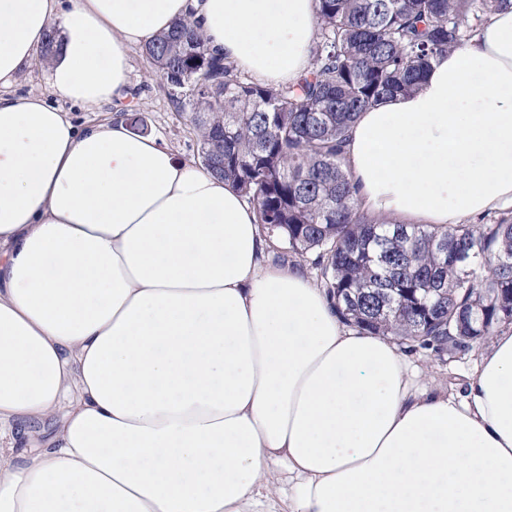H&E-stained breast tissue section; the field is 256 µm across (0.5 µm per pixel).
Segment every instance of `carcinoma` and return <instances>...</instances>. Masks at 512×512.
I'll use <instances>...</instances> for the list:
<instances>
[{
    "label": "carcinoma",
    "instance_id": "carcinoma-1",
    "mask_svg": "<svg viewBox=\"0 0 512 512\" xmlns=\"http://www.w3.org/2000/svg\"><path fill=\"white\" fill-rule=\"evenodd\" d=\"M313 69L261 85L211 52L181 19L145 46L176 94L202 163L231 182L256 223L312 253L349 324L456 354L512 326V219L493 224L377 223L360 211L343 146L358 114L416 90L431 62L461 47L512 0H317Z\"/></svg>",
    "mask_w": 512,
    "mask_h": 512
}]
</instances>
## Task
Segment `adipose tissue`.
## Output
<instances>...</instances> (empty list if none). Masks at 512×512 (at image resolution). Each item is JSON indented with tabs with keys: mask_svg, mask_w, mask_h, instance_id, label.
<instances>
[{
	"mask_svg": "<svg viewBox=\"0 0 512 512\" xmlns=\"http://www.w3.org/2000/svg\"><path fill=\"white\" fill-rule=\"evenodd\" d=\"M180 18L261 83L311 69L315 0H0V512H512V329L436 386L271 262L231 183L9 92L53 29V93L122 100L130 49ZM344 152L371 218L512 210V7Z\"/></svg>",
	"mask_w": 512,
	"mask_h": 512,
	"instance_id": "1",
	"label": "adipose tissue"
}]
</instances>
